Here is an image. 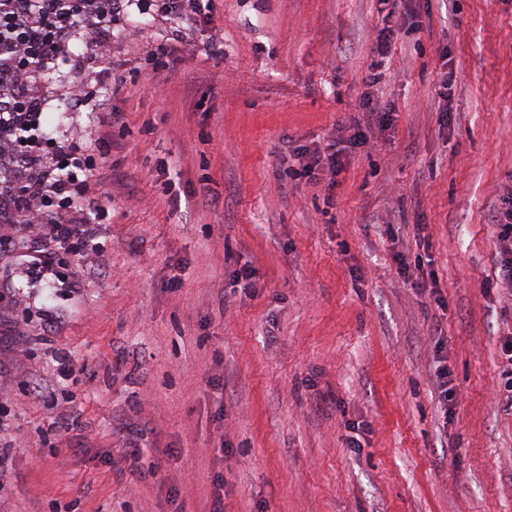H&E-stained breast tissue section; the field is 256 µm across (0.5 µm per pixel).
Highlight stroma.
Listing matches in <instances>:
<instances>
[{
    "mask_svg": "<svg viewBox=\"0 0 512 512\" xmlns=\"http://www.w3.org/2000/svg\"><path fill=\"white\" fill-rule=\"evenodd\" d=\"M191 29L165 67L136 17L61 64L93 98L59 133L112 137L103 256L51 300L0 258L29 324L0 333V512H512V0H212ZM373 73L390 119L353 151ZM330 144L333 184L288 163ZM512 223V221H511ZM497 224V249L500 268L496 277V287L503 298L510 299L512 305V224ZM502 359L505 360L506 369L503 370L502 385L499 390V395L506 403H509L510 408H512V336L506 339L503 344ZM438 363L431 374V380L438 395L443 415L446 417L448 416V402H453L457 393L448 387V366L441 364V361H438Z\"/></svg>",
    "mask_w": 512,
    "mask_h": 512,
    "instance_id": "35a3bbf8",
    "label": "stroma"
}]
</instances>
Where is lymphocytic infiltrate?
Here are the masks:
<instances>
[{
  "label": "lymphocytic infiltrate",
  "mask_w": 512,
  "mask_h": 512,
  "mask_svg": "<svg viewBox=\"0 0 512 512\" xmlns=\"http://www.w3.org/2000/svg\"><path fill=\"white\" fill-rule=\"evenodd\" d=\"M208 9L206 0H0V252L45 237V247L26 254L25 270L65 281L71 261L99 251L85 214L112 142L63 139L44 122V87L71 42L100 46L132 12L164 24Z\"/></svg>",
  "instance_id": "lymphocytic-infiltrate-1"
}]
</instances>
